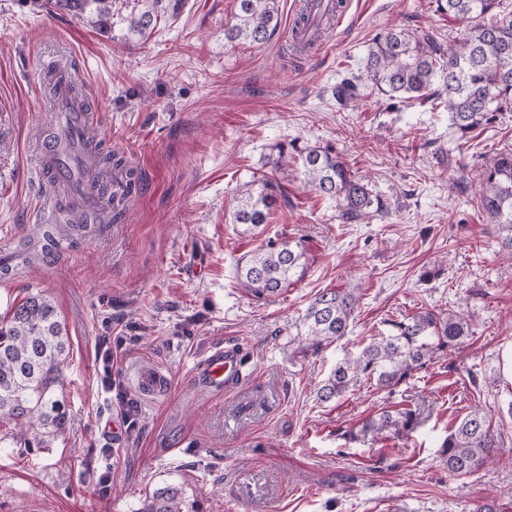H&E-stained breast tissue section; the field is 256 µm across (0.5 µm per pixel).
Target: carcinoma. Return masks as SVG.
I'll return each instance as SVG.
<instances>
[{"label":"carcinoma","mask_w":512,"mask_h":512,"mask_svg":"<svg viewBox=\"0 0 512 512\" xmlns=\"http://www.w3.org/2000/svg\"><path fill=\"white\" fill-rule=\"evenodd\" d=\"M144 7L131 12L129 32L143 36L158 20L175 19L184 0H142ZM436 10L453 16L488 15L491 22L455 44H444L426 33L413 35L390 29L377 35L365 57L364 76L347 79L336 87L344 105L359 104L364 87L395 100H412L421 106L448 111L452 126L467 137L482 125L496 122L502 112H512V10L503 0H435ZM75 17L110 15L112 0H56ZM237 22L224 31L230 43L244 41L261 46L275 35L276 0H237ZM306 183L320 196L337 203L342 224H356L388 214L387 203L357 178L331 146L299 148ZM99 164L122 167L102 141L92 140ZM478 204L494 227L500 249L512 257V152L498 153L487 161ZM288 198L275 178L245 184L232 213V223L251 229L267 228L278 207ZM307 271L304 241L287 240L277 233L264 238L252 253L236 263L237 277L253 297L266 300L280 295ZM357 289L325 288L303 315L304 350L318 351L346 336L359 305ZM385 331L362 346L357 354L336 363L318 389V399L328 402L367 385L391 391L425 369L437 353L459 349L474 334L470 320L450 312L422 309L383 321ZM69 337L56 305L42 293L30 292L13 304L0 320V419L14 423V438L26 448L43 449L63 440L70 417L64 396L63 367L69 356ZM420 424L412 409H385L365 419L348 439L379 435L394 427L404 432ZM448 475L461 477L484 468L500 448L497 431L482 408H475L450 429L441 445ZM141 512H195L182 487L167 485L146 498Z\"/></svg>","instance_id":"carcinoma-1"}]
</instances>
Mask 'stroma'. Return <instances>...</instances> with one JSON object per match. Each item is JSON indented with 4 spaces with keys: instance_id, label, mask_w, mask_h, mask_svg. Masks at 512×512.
I'll return each instance as SVG.
<instances>
[{
    "instance_id": "1",
    "label": "stroma",
    "mask_w": 512,
    "mask_h": 512,
    "mask_svg": "<svg viewBox=\"0 0 512 512\" xmlns=\"http://www.w3.org/2000/svg\"><path fill=\"white\" fill-rule=\"evenodd\" d=\"M277 2L273 39L252 46L224 40L237 0H185L143 37L128 32V4L98 25L49 0H0V253L39 238L33 148L54 133L45 74L57 59L81 77L98 138L139 177L117 221L72 230L70 253L0 277V315L42 292L71 342L69 434L44 452L0 445V512H138L168 484L199 512H473L487 496L512 512V259L475 197L488 158L512 149V112L462 145L445 110L377 93L352 108L335 96L361 73L375 35L398 28L449 42L487 19L443 14L429 0H346L326 48L298 57L288 47L293 0ZM287 141L335 148L389 215L340 223L296 159L268 164ZM262 175L288 196L270 231L303 239L308 256L306 275L266 301L235 278L261 238L230 220L234 196ZM340 284L361 296L348 335L302 353L305 307ZM421 308L464 313L477 334L395 392L364 386L318 400L347 352L384 319ZM106 336L111 391L101 385ZM227 342L241 348L247 376L213 396L193 370ZM137 369L161 371L166 395L142 396ZM124 399L137 406L136 428ZM391 406L418 409L419 426L347 441ZM477 407L501 448L492 465L451 478L440 445Z\"/></svg>"
}]
</instances>
